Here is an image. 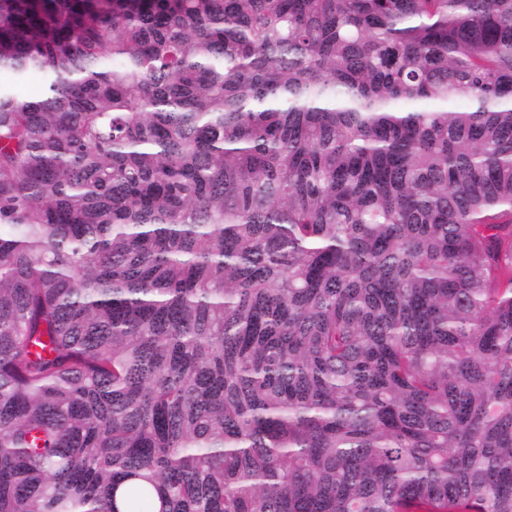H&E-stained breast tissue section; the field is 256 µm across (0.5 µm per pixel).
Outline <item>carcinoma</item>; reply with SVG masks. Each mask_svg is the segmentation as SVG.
<instances>
[{
    "label": "carcinoma",
    "mask_w": 512,
    "mask_h": 512,
    "mask_svg": "<svg viewBox=\"0 0 512 512\" xmlns=\"http://www.w3.org/2000/svg\"><path fill=\"white\" fill-rule=\"evenodd\" d=\"M5 74L0 512H512V0H0Z\"/></svg>",
    "instance_id": "cac0c4a2"
}]
</instances>
